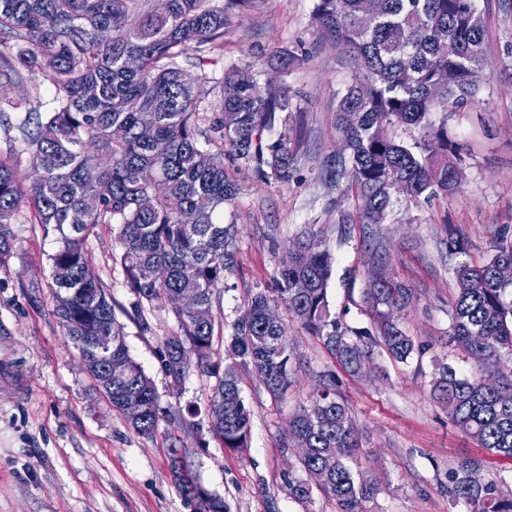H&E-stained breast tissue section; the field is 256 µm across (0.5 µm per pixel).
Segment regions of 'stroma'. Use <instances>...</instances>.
<instances>
[{
    "label": "stroma",
    "instance_id": "stroma-1",
    "mask_svg": "<svg viewBox=\"0 0 512 512\" xmlns=\"http://www.w3.org/2000/svg\"><path fill=\"white\" fill-rule=\"evenodd\" d=\"M314 2L255 0L235 13L224 36L222 67L249 71L263 86L287 87L302 133L288 183L257 180L245 166L232 172L242 191L224 207V221L237 234L212 308L211 361L228 364L234 323L252 293L271 286L289 247L306 232L335 258L329 299L343 326L369 327L364 290L376 263H384L392 279L414 290L402 327L425 355L403 364L379 353L376 369L351 375L279 308L294 353L293 393L276 399L256 374L240 369L250 446L224 448L205 414L214 376L193 366L179 380L164 371L160 351L178 333V315L170 303L147 302L128 288L114 253L119 227L101 224L86 242L90 266L108 286L130 355L159 397L157 429L140 435L85 372L53 314L49 257L57 231L20 214L13 252L0 266V512H195L170 473L168 448L176 438L188 470L228 512H304L284 479L295 451L281 443L290 417L325 373L335 374L360 429L363 466L382 487L363 502L364 512H466L448 495V476L464 457L482 460L484 475L512 490V459L480 448L430 396L437 365L463 375L473 366L447 345L456 264L485 263L498 233H512V0H475L486 26L478 95L459 111L432 116L461 146L456 190L428 201L396 197L380 224L361 223L352 201L332 204L325 184L326 161L339 146L337 93L354 63L319 38ZM288 51L299 63L284 72L275 59Z\"/></svg>",
    "mask_w": 512,
    "mask_h": 512
}]
</instances>
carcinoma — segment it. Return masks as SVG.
<instances>
[{
    "label": "carcinoma",
    "mask_w": 512,
    "mask_h": 512,
    "mask_svg": "<svg viewBox=\"0 0 512 512\" xmlns=\"http://www.w3.org/2000/svg\"><path fill=\"white\" fill-rule=\"evenodd\" d=\"M252 4L0 0V84L38 73L55 89L46 110L30 106L15 124L0 106V265L13 249L11 224L20 213L59 232L50 256L53 313L112 407L143 436L158 426V397L130 356L85 243L99 224L120 226V261L134 292L168 302L193 290L212 312L235 234V225L224 224V204L239 192L224 159L243 161L261 180L286 182L293 157L289 134L271 137L280 114L291 111L288 91L243 85L236 68L217 81L205 69L231 16ZM368 9L377 13L372 29L362 25ZM313 17L320 36L356 62L336 104V130L350 152L328 159V186L344 185L342 195L357 201L367 224L383 223L395 194L418 201L454 189V147L431 115L455 112L477 93L485 26L474 0H315ZM212 82L221 101L210 114L201 104ZM396 124L418 128L420 140L409 146L393 138L388 128ZM22 152L30 157L29 176L18 168ZM203 196L215 201L212 208L197 207ZM312 238L294 241L274 287L251 297L234 324V362L224 373L211 362L210 318L178 312L180 334L164 344L161 362L170 376L180 378L194 362L217 378L208 419L219 424L215 435L226 448L248 447L251 434L237 366L252 368L277 398L293 386L288 327L267 319L271 308L285 305L353 375L377 347L402 363L425 351L400 324L412 289L390 279L382 263L364 294L372 329L342 330L328 295L333 258L325 248L311 249ZM455 278L448 342L473 359L474 372L463 376L441 365L431 396L480 447L511 459L512 235L497 238L483 265L459 264ZM101 336L112 337L110 360L94 348ZM111 361L122 365L120 375L110 373ZM281 447L306 449L287 475L289 495L304 506L319 491L334 497L340 512H362V502L379 492L358 469L359 429L330 377L289 420ZM169 459L179 490L198 500L199 512H226L221 498H198L199 484L174 443ZM448 494L468 512H512V493L483 477L476 460L457 464Z\"/></svg>",
    "instance_id": "cac0c4a2"
}]
</instances>
